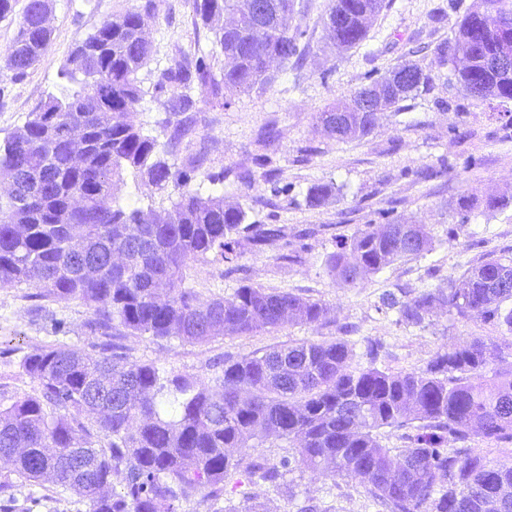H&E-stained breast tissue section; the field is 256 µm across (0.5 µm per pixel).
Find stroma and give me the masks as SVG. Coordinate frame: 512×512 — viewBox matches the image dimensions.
I'll list each match as a JSON object with an SVG mask.
<instances>
[{
  "mask_svg": "<svg viewBox=\"0 0 512 512\" xmlns=\"http://www.w3.org/2000/svg\"><path fill=\"white\" fill-rule=\"evenodd\" d=\"M147 19L152 55L139 72L144 91L132 119L166 142V112L154 96L162 72L175 62L205 52L213 71L222 74L224 55L213 34L197 23L193 0H152ZM145 0H53L52 42L40 62L18 82L0 81V139L22 126L48 93L58 92L57 71L75 43L107 17L139 8ZM289 20L302 62L277 66L263 91L210 99L197 104L193 131L168 156L179 164L204 152L203 168L223 172L224 196L248 210L252 224H276L285 240L262 250H243L234 265L193 262L184 270L187 283L201 297L229 296L243 284L294 292L326 302L331 318L315 324L266 328L247 336L224 335L201 343L149 336H126L121 343L133 361L157 360L176 370L211 378L214 359L238 358L256 350L300 339L329 340L351 326L355 363H364L363 340L378 338L384 349L379 366L394 370L424 367L436 352L473 336L497 330L477 319L435 310L422 325L398 323L386 308V292L447 288L487 255L512 257V203L486 213L462 217L461 197L512 195V101H477L455 76L454 64L435 65V47L453 41L462 18L480 0H386L360 46L341 50L325 40L324 18L330 0H294ZM404 61L432 74L433 84L403 101L396 112L383 113L374 131L362 139L338 141L323 134L316 115L344 99L368 78ZM268 164L257 168V157ZM328 184L332 195L308 205L309 188ZM120 205L170 208L175 186L159 191L126 174L114 191ZM409 222L427 225L433 249L368 275L357 287H340L330 276L327 257L341 242L368 224ZM26 288H0V380L6 395L31 392V380L15 364L31 345L58 340L80 353L92 350L84 328L90 312L77 301L47 302L33 312ZM64 330L54 333L55 321ZM291 493L261 485L224 484V503L236 506L244 495H257L269 512H297L305 499L332 506L334 512H384L358 479L318 475L302 469L288 474ZM86 501L57 498L38 486L21 485L13 500L0 496V512H87Z\"/></svg>",
  "mask_w": 512,
  "mask_h": 512,
  "instance_id": "1",
  "label": "stroma"
}]
</instances>
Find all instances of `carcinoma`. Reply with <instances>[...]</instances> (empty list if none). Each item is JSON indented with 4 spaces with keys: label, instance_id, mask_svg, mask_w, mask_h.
Masks as SVG:
<instances>
[{
    "label": "carcinoma",
    "instance_id": "carcinoma-1",
    "mask_svg": "<svg viewBox=\"0 0 512 512\" xmlns=\"http://www.w3.org/2000/svg\"><path fill=\"white\" fill-rule=\"evenodd\" d=\"M259 16L234 25L215 22L236 12L238 0H194L195 17L210 28L224 53V71L213 73L200 53L168 68L155 94L172 115L182 116L168 145L190 131L186 113L196 106L194 88L219 98L264 90L274 75L265 59L299 58L298 33L288 34L294 0H271ZM459 23L450 47L436 48L439 65L460 52L457 71L466 93L512 100V74L489 68L488 59L512 56V33L480 18L512 15L506 0H484ZM385 0H331L324 21L335 46L351 49L367 36ZM147 0L140 10L109 17L76 43L59 70L61 91L51 93L29 119L0 143V288L25 285L36 301H79L91 311L86 328L104 341L95 354L61 343L35 345L18 362L36 384L33 392L0 394V462L15 479L72 492L89 512H180L195 497L217 501L224 482L243 473L252 484L287 489L296 468L352 476L386 512H512V467L494 464L467 446L472 438L512 444V369L475 378L503 361V345L473 336L436 353L423 368L391 371L376 366L381 345L366 340L369 365L354 363L348 328L332 340H299L216 362L210 381L157 361L130 362L113 342L117 333L204 342L220 334H251L286 324L328 319L321 300L252 284L228 297L203 299L185 286L187 264L208 257L233 262L241 249L260 250L285 237L284 228L248 224L239 202L215 190L204 196L191 185L214 186L224 174L203 170L199 156L172 169L157 137L131 122L142 100L139 71L152 45L146 36ZM51 0H28L4 57L10 79L26 77L45 54L52 29L42 17ZM389 75L355 89L348 100L318 113L317 122L338 141L363 138L378 113L430 84L418 76L395 92ZM383 86L375 112L362 98ZM83 130L85 150L72 156L63 130ZM132 172L158 190L174 184L179 199L167 210L115 206L113 190ZM503 196L463 197L465 211H492ZM424 224H368L332 254L337 283L355 286L404 257L432 250ZM382 304L398 321L418 325L437 308L478 319L512 335V259L487 256L448 279V291L389 292ZM417 421L405 449L382 444L379 430ZM273 437L297 443L277 463L246 457L251 440ZM458 444L448 448V442ZM120 479L115 490L113 478ZM13 479V480H15ZM0 482V493L13 487ZM224 512H267L256 496Z\"/></svg>",
    "mask_w": 512,
    "mask_h": 512
}]
</instances>
